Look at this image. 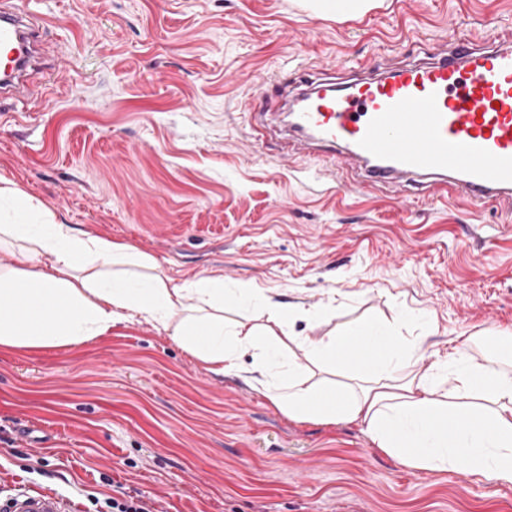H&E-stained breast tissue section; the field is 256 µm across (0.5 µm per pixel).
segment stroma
<instances>
[{
	"label": "stroma",
	"mask_w": 512,
	"mask_h": 512,
	"mask_svg": "<svg viewBox=\"0 0 512 512\" xmlns=\"http://www.w3.org/2000/svg\"><path fill=\"white\" fill-rule=\"evenodd\" d=\"M15 2L49 25L59 90L36 120L0 100V178L58 222L135 245L179 283L252 285L299 309L292 334L374 319L420 341L421 370L447 372L473 336L496 356L512 205L306 173L281 158L287 118L265 78L416 60L452 29L506 40L512 0H384L346 20L298 0ZM17 485L80 512L128 496L150 512H512V486L408 468L358 422L291 420L138 317L79 345L0 349V499Z\"/></svg>",
	"instance_id": "1"
}]
</instances>
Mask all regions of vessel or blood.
I'll return each instance as SVG.
<instances>
[{"label": "vessel or blood", "instance_id": "1", "mask_svg": "<svg viewBox=\"0 0 512 512\" xmlns=\"http://www.w3.org/2000/svg\"><path fill=\"white\" fill-rule=\"evenodd\" d=\"M44 21L0 0V97L33 104L51 70ZM276 98L298 103L288 151L342 180L363 161L367 186L401 193L411 182L428 197L479 208L512 201V42L461 37L425 58L352 82H310L295 90L273 79ZM0 512H72L60 494L18 487Z\"/></svg>", "mask_w": 512, "mask_h": 512}]
</instances>
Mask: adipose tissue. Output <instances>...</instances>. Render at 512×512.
Returning a JSON list of instances; mask_svg holds the SVG:
<instances>
[{
  "label": "adipose tissue",
  "mask_w": 512,
  "mask_h": 512,
  "mask_svg": "<svg viewBox=\"0 0 512 512\" xmlns=\"http://www.w3.org/2000/svg\"><path fill=\"white\" fill-rule=\"evenodd\" d=\"M24 241L31 264L0 267V348L45 349L107 335L133 314L162 328L217 374L245 377L288 418L365 424L378 448L419 470L456 471L512 485V336H498L502 359L460 353L444 387L433 370L415 369V348L393 325L368 321L359 337L285 339L277 330L292 309L241 289L263 324H225L223 279L182 283L136 247L82 236L57 223L39 199L0 182V244ZM368 356L351 370L344 354L355 340ZM302 344L308 365L284 360L286 344ZM253 353V365L243 354ZM353 371L355 385L331 376Z\"/></svg>",
  "instance_id": "1"
}]
</instances>
